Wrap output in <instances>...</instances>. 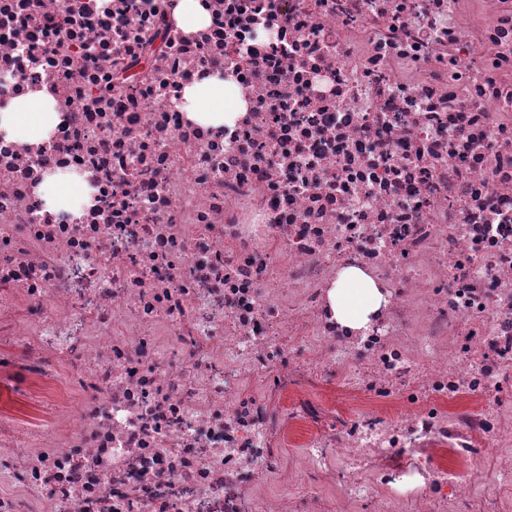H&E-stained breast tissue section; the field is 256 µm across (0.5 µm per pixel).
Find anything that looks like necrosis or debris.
<instances>
[{"label": "necrosis or debris", "instance_id": "obj_1", "mask_svg": "<svg viewBox=\"0 0 512 512\" xmlns=\"http://www.w3.org/2000/svg\"><path fill=\"white\" fill-rule=\"evenodd\" d=\"M199 2L0 0V512H512V0ZM176 14L188 28L194 29L207 22V15L199 6L197 0H179ZM185 110L189 119L205 125L224 127V80L204 75L185 87ZM56 123L57 117L48 112V100L42 92L0 103V137L6 142L20 137L34 141L37 131L44 126L49 130ZM357 283L364 290L375 288L374 284L358 271H343L329 292L332 310L336 320L344 325L357 327L366 318L369 310L356 309L348 298L349 285Z\"/></svg>", "mask_w": 512, "mask_h": 512}]
</instances>
